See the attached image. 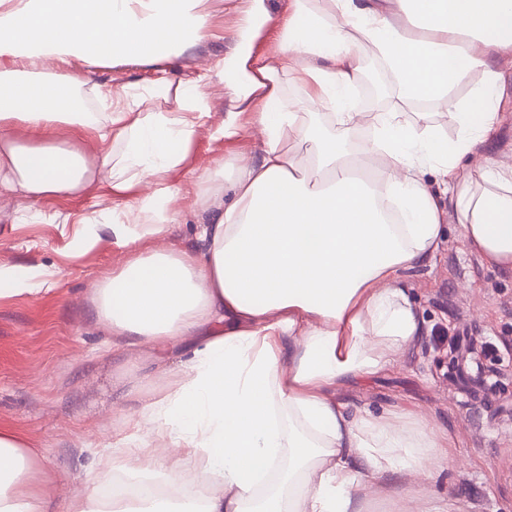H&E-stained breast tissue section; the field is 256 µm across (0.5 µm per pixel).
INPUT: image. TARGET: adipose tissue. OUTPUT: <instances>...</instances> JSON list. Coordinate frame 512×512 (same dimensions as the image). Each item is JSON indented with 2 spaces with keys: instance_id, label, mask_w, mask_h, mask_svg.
<instances>
[{
  "instance_id": "1",
  "label": "adipose tissue",
  "mask_w": 512,
  "mask_h": 512,
  "mask_svg": "<svg viewBox=\"0 0 512 512\" xmlns=\"http://www.w3.org/2000/svg\"><path fill=\"white\" fill-rule=\"evenodd\" d=\"M207 0H0V197L30 202L94 190L106 173L121 195L141 186L142 220L103 214L116 243L145 244L177 216L167 173L186 161L212 116L197 87L164 83V112L142 111L128 90L96 83L98 69L179 56L209 29ZM326 12L291 0L272 15L251 0L242 43L218 69L235 88L211 132L263 136L204 206L193 249L145 250L98 279L91 315L120 353L150 346L158 364L143 395L117 396L128 431L118 458L95 453L81 489L58 506L39 449L0 430V512H103L113 470L163 476L173 496L115 512H404L407 475L434 477L452 444L410 416L353 411L336 386L397 364L424 334L404 277L428 266L453 216L468 246L512 272V166L480 146L499 121L493 104L503 54L512 53V0H327ZM278 27L277 63L254 54L259 31ZM373 47L397 81L398 100H440L458 133L405 113H361L353 97ZM78 70L55 73L59 64ZM330 110L323 126L288 103L281 71ZM479 71L467 101L452 91ZM104 117L85 112L82 87ZM24 126L31 143L13 135ZM365 126L359 153L346 130ZM93 132L96 159L62 147L59 129ZM120 142L121 154L110 146ZM307 147L295 157L291 144ZM204 474L206 493L191 485Z\"/></svg>"
}]
</instances>
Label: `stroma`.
<instances>
[{"mask_svg":"<svg viewBox=\"0 0 512 512\" xmlns=\"http://www.w3.org/2000/svg\"><path fill=\"white\" fill-rule=\"evenodd\" d=\"M211 29L205 41L180 57L150 65L120 63L103 70L114 88L144 94L148 111L169 109L151 96L161 79L185 84L205 80L216 117L224 115L223 77L208 75L216 59L238 39L239 12L229 0H208ZM500 121L483 147L486 156L512 163V62L500 63ZM258 136L234 143L200 129L184 165L168 173L178 190L180 212L155 248H183L204 214V170L232 169L257 153ZM142 195L111 193L108 185L74 196H50L35 205L37 217L22 218L30 205L15 196L0 199V265L27 274L56 269L51 289L30 295L0 294V430L42 449L57 501L82 485L90 449L109 441L123 413L112 406L114 390L152 372L149 347L112 356V336L90 317L91 289L102 274L120 269L128 252L109 234L84 248L79 232L103 209L135 219ZM408 292L426 333L400 363L378 375L342 385L337 398L351 410L414 415L445 430L453 458L433 480L416 486L408 512H512V273L487 264L466 245L459 227L447 223L432 265L408 279ZM465 466L466 477L456 475Z\"/></svg>","mask_w":512,"mask_h":512,"instance_id":"35a3bbf8","label":"stroma"}]
</instances>
